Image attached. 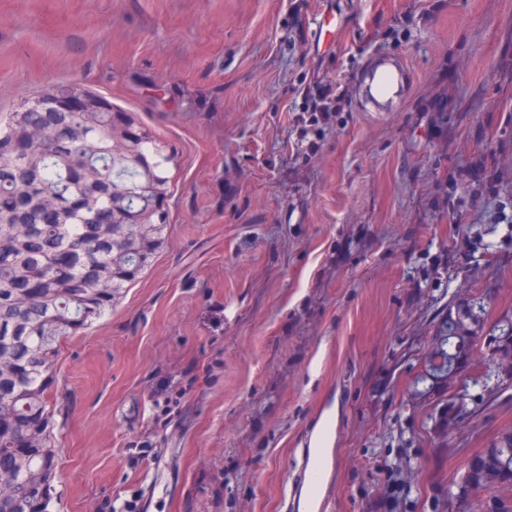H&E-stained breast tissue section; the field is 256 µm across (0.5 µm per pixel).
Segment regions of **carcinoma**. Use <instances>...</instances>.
I'll list each match as a JSON object with an SVG mask.
<instances>
[{"mask_svg":"<svg viewBox=\"0 0 512 512\" xmlns=\"http://www.w3.org/2000/svg\"><path fill=\"white\" fill-rule=\"evenodd\" d=\"M49 94L27 98L0 128V467L12 484L0 487V512H49L60 449L53 441L49 392L61 342L112 309L139 278L165 239L161 208L143 224H100L112 208V183L155 185L168 192L171 156L148 130L138 131L146 168L112 162V112H50ZM24 139L28 155L14 154ZM49 207L60 224L42 223ZM487 295L448 305L433 321L423 358L441 355L457 367L462 389L450 394L432 368L418 372L414 393L427 407L424 432L434 447L448 443L469 407V383L512 382L499 359L512 353V316L489 320ZM482 322L481 341L458 334L462 320ZM438 512H512V428L500 430L471 455L453 482L434 495Z\"/></svg>","mask_w":512,"mask_h":512,"instance_id":"carcinoma-1","label":"carcinoma"}]
</instances>
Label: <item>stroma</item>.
Instances as JSON below:
<instances>
[{
  "mask_svg": "<svg viewBox=\"0 0 512 512\" xmlns=\"http://www.w3.org/2000/svg\"><path fill=\"white\" fill-rule=\"evenodd\" d=\"M377 54L412 73L386 112ZM72 82L173 161L163 246L61 344L52 512H287L326 413L329 512H433L512 427L476 385L434 448L408 396L449 302L512 314V0H0V120Z\"/></svg>",
  "mask_w": 512,
  "mask_h": 512,
  "instance_id": "obj_1",
  "label": "stroma"
}]
</instances>
